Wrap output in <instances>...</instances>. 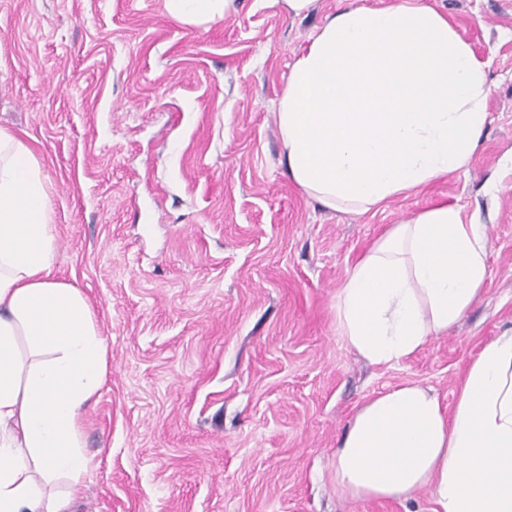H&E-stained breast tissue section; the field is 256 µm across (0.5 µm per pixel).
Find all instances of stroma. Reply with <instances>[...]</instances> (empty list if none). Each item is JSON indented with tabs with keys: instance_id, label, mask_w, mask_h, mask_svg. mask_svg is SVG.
Instances as JSON below:
<instances>
[{
	"instance_id": "obj_1",
	"label": "stroma",
	"mask_w": 512,
	"mask_h": 512,
	"mask_svg": "<svg viewBox=\"0 0 512 512\" xmlns=\"http://www.w3.org/2000/svg\"><path fill=\"white\" fill-rule=\"evenodd\" d=\"M234 0L180 22L167 0H0V127L38 159L52 278L109 347L84 411L77 512H434L340 497L337 442L364 401L412 382L444 407L512 331V0H424L487 65L490 122L468 166L374 213L308 199L281 162L276 103L327 15ZM485 225L488 277L447 335L391 367L340 333L347 272L440 204Z\"/></svg>"
}]
</instances>
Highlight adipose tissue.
<instances>
[{"label": "adipose tissue", "mask_w": 512, "mask_h": 512, "mask_svg": "<svg viewBox=\"0 0 512 512\" xmlns=\"http://www.w3.org/2000/svg\"><path fill=\"white\" fill-rule=\"evenodd\" d=\"M485 62L417 0L343 7L290 67L282 162L323 206L367 213L464 168L488 122ZM54 226L38 160L0 128V512H74L88 459L81 415L109 348L76 286L52 280ZM481 224L441 205L394 225L349 271L340 332L392 366L447 334L488 277ZM65 491H56L57 482ZM346 499L414 498L438 512H512V332L469 365L453 409L403 384L365 401L333 468Z\"/></svg>", "instance_id": "obj_1"}]
</instances>
